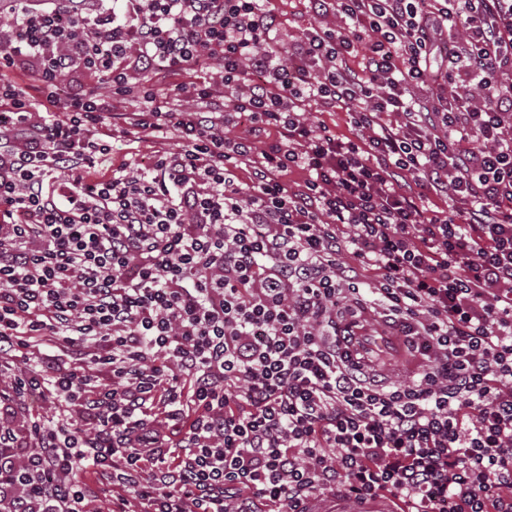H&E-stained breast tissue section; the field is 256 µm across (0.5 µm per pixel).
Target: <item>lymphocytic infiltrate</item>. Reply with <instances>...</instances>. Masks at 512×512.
<instances>
[{"mask_svg": "<svg viewBox=\"0 0 512 512\" xmlns=\"http://www.w3.org/2000/svg\"><path fill=\"white\" fill-rule=\"evenodd\" d=\"M126 2L80 29L71 0L20 9L0 45L49 102L63 75L126 96L137 71L131 127L181 138L99 174L91 97L37 118L0 85V512H90L104 473L111 512H313L338 492L512 512V0H312L348 27L279 48L260 0ZM212 61L263 149L155 91ZM308 99L347 106L356 137ZM374 314L420 358L410 380H379ZM35 395L64 407L14 427Z\"/></svg>", "mask_w": 512, "mask_h": 512, "instance_id": "f902f5d3", "label": "lymphocytic infiltrate"}]
</instances>
